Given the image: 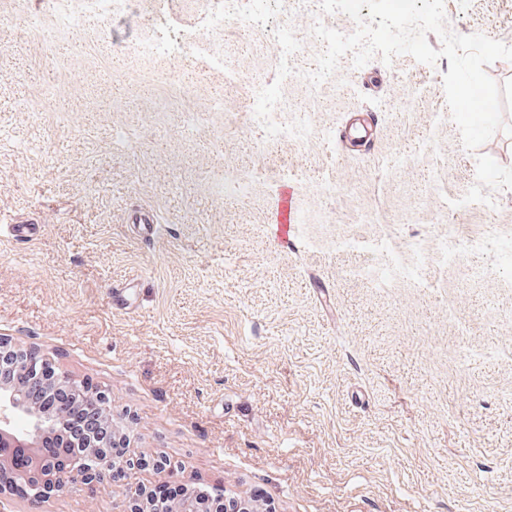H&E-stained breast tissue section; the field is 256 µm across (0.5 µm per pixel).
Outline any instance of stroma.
<instances>
[{
	"label": "stroma",
	"mask_w": 512,
	"mask_h": 512,
	"mask_svg": "<svg viewBox=\"0 0 512 512\" xmlns=\"http://www.w3.org/2000/svg\"><path fill=\"white\" fill-rule=\"evenodd\" d=\"M445 13L454 33L512 46V0H445ZM284 21L211 26L195 0H162L58 37L51 0H0V337L108 394L116 434L197 487L260 493L274 512H512V109L469 151L442 115L448 58L346 55L318 92L282 87L322 138L269 141L245 108ZM167 26L203 34L235 78L201 59L192 83L181 57L142 56ZM204 111L186 133L184 113ZM360 118L365 148L342 135ZM289 161L329 163L336 193L293 182L306 221L280 239L279 179L246 201L217 185L225 167ZM136 208L159 233L129 223ZM28 218L37 234L15 242L8 225ZM487 234L491 253L464 251ZM442 236L456 256L426 262L425 288L349 281L354 257L336 248L378 237L404 255ZM478 262L490 273L476 283ZM126 283L125 310L112 290ZM128 505L105 482L36 505L16 488L0 512Z\"/></svg>",
	"instance_id": "stroma-1"
}]
</instances>
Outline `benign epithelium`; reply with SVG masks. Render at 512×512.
Returning a JSON list of instances; mask_svg holds the SVG:
<instances>
[{
  "mask_svg": "<svg viewBox=\"0 0 512 512\" xmlns=\"http://www.w3.org/2000/svg\"><path fill=\"white\" fill-rule=\"evenodd\" d=\"M49 359L34 348L21 349L0 340V469L15 467V457L22 449L36 451L39 435L54 427V418L26 397L14 381L17 373L33 381L53 377L56 385L67 388L73 400L87 399L89 386L61 375H51ZM94 410L100 420L112 422V402L103 392L95 393ZM110 440H98L92 436L76 442L67 473L58 472L52 465L38 457L32 458L31 466L18 469L19 478L28 487L31 497L38 501L61 491L69 484L93 487L112 479L114 469L128 473L154 465L161 461H149L135 448L128 449L120 460L112 459L108 448ZM166 512H207L206 505L197 499L187 498L168 508Z\"/></svg>",
  "mask_w": 512,
  "mask_h": 512,
  "instance_id": "7a95c632",
  "label": "benign epithelium"
}]
</instances>
